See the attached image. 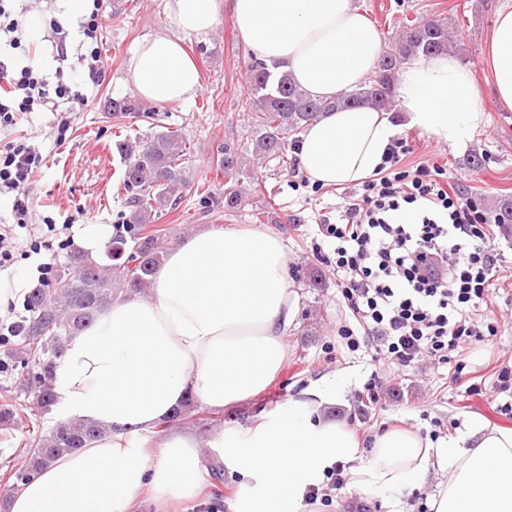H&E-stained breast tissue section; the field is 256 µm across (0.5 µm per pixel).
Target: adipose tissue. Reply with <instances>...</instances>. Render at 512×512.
<instances>
[{
	"instance_id": "ef3b65f1",
	"label": "adipose tissue",
	"mask_w": 512,
	"mask_h": 512,
	"mask_svg": "<svg viewBox=\"0 0 512 512\" xmlns=\"http://www.w3.org/2000/svg\"><path fill=\"white\" fill-rule=\"evenodd\" d=\"M237 30L258 57L308 95L332 100L377 68L382 42L354 0H231ZM173 30L144 37L129 61L137 94L154 103L192 100L200 73L182 34L206 38L219 0H168ZM482 63L498 101L512 108V0L498 7ZM407 126L457 144L484 122L473 69L454 55H412L394 88ZM397 127L388 112L338 108L306 126L298 157L311 184L360 183L382 165ZM276 234L252 228L190 235L157 267L148 295L118 299L74 336L53 373L60 421L92 422L106 435L65 456L14 491L7 512H136L142 497L194 498L203 448L222 460L239 489L233 512H300L310 487H325L341 463L348 490L368 495L444 475L432 512H512V427L470 417L448 442L398 428L363 445L323 416L336 388L309 383L285 412L253 427H222L209 439L170 432L155 454L130 443L156 428L188 396L215 410L247 402L287 360L299 295Z\"/></svg>"
}]
</instances>
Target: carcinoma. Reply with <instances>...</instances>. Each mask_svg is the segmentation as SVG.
<instances>
[{
  "label": "carcinoma",
  "instance_id": "obj_1",
  "mask_svg": "<svg viewBox=\"0 0 512 512\" xmlns=\"http://www.w3.org/2000/svg\"><path fill=\"white\" fill-rule=\"evenodd\" d=\"M452 44L448 24L443 21L430 19L411 25L383 49L375 75L329 102L310 97L288 75H278L266 62L254 60L248 69L253 98L245 102V108L255 156L274 163L281 171L288 169L289 136L336 107L391 109L396 75L404 61L418 52L445 53ZM114 146L124 160L117 190L126 197L128 214L123 216V232L112 238V250L104 253L108 262L92 260L79 249L71 250L52 283L31 289L27 320L15 347L8 351L7 359L13 365L37 368L24 388L34 392L45 413L56 402L51 384L55 362L73 336L115 300L150 286L153 271L167 250L165 229L151 224L175 205L193 156L190 143L177 130L133 140L119 135ZM213 163L224 172V191L215 197L205 190L202 196L215 209L232 212L242 199L236 175L244 157L226 142L218 147ZM103 434L101 427L89 422L56 423L29 441L26 464L9 474L13 485L32 479L47 464L88 447Z\"/></svg>",
  "mask_w": 512,
  "mask_h": 512
}]
</instances>
